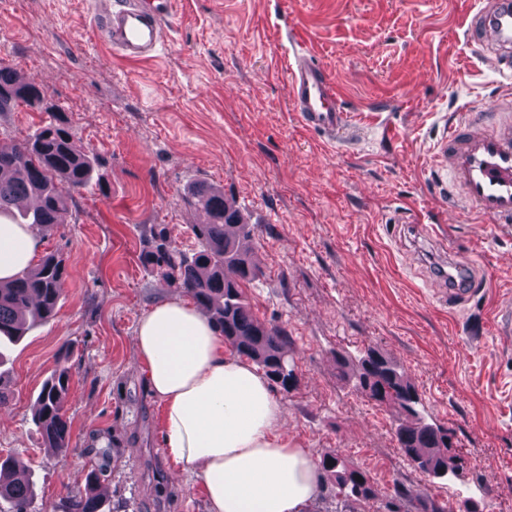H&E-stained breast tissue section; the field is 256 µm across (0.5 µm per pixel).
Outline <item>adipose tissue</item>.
Here are the masks:
<instances>
[{
  "mask_svg": "<svg viewBox=\"0 0 512 512\" xmlns=\"http://www.w3.org/2000/svg\"><path fill=\"white\" fill-rule=\"evenodd\" d=\"M36 225L0 215V284L30 266ZM136 354L162 406L166 448L199 477L208 512H305L322 491L308 449L283 428L284 407L267 378L186 298H162L141 316Z\"/></svg>",
  "mask_w": 512,
  "mask_h": 512,
  "instance_id": "obj_1",
  "label": "adipose tissue"
}]
</instances>
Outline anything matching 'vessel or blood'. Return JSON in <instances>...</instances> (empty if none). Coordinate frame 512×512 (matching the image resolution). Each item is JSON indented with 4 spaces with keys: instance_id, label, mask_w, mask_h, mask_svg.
<instances>
[{
    "instance_id": "vessel-or-blood-1",
    "label": "vessel or blood",
    "mask_w": 512,
    "mask_h": 512,
    "mask_svg": "<svg viewBox=\"0 0 512 512\" xmlns=\"http://www.w3.org/2000/svg\"><path fill=\"white\" fill-rule=\"evenodd\" d=\"M94 0L98 28L109 46L129 61L153 57L167 40V21L175 0ZM467 40L493 50L502 74L512 75V0H486L470 24ZM291 109L302 126L336 137L348 124L335 83L307 50L296 51L288 73ZM435 158L448 166L451 180L478 214L495 222H512V121L479 125L468 113L457 114L437 143Z\"/></svg>"
}]
</instances>
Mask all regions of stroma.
Instances as JSON below:
<instances>
[{
  "label": "stroma",
  "mask_w": 512,
  "mask_h": 512,
  "mask_svg": "<svg viewBox=\"0 0 512 512\" xmlns=\"http://www.w3.org/2000/svg\"><path fill=\"white\" fill-rule=\"evenodd\" d=\"M476 0H179L168 44L128 62L100 40L92 0H0V62L36 80L41 106L0 112V146L65 115L95 159L99 186L73 194L67 224L41 253L66 265L54 318L0 360V456L29 466L33 512H53L99 470L120 512H207L200 480L169 456L162 408L135 353L141 314L174 290L140 253L167 226L192 251L201 223L185 195L223 190L252 229L262 274L244 295L288 334L298 384L285 426L313 459L335 451L364 470L375 497L359 512H512V224L460 202L434 154L445 117L493 118L512 98L494 53L468 45ZM306 42L351 118L331 141L291 110L292 40ZM455 262L478 289L451 306L439 282ZM374 347L446 428L462 480L440 481L405 457L397 413L343 380L337 357ZM71 369L67 454L41 444L35 399L58 364Z\"/></svg>",
  "instance_id": "obj_1"
}]
</instances>
